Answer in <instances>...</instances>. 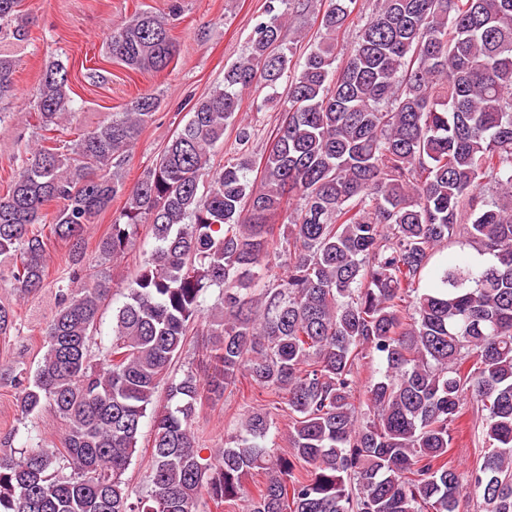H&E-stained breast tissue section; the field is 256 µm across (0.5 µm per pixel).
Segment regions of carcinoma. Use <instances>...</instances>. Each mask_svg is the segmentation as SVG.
<instances>
[{"label": "carcinoma", "instance_id": "cac0c4a2", "mask_svg": "<svg viewBox=\"0 0 512 512\" xmlns=\"http://www.w3.org/2000/svg\"><path fill=\"white\" fill-rule=\"evenodd\" d=\"M224 84L130 187L121 158L160 99L141 94L70 144L49 132L74 116L68 71L45 65L28 96L36 139L19 135L0 194V271L25 299L48 286L52 248L73 259L55 279L58 309L36 369L16 361L0 381L21 415L50 407L60 445L18 451L0 438V512H512V0H330L303 62L283 29L314 0H275ZM21 0H0V38L24 43ZM356 41L336 66V35ZM109 58L158 72L176 53L169 19L143 10L106 40ZM18 61L0 52V100ZM286 82L284 119L260 183L244 156L255 130L237 120L240 93ZM243 157L219 169L228 127ZM126 197L98 257H123L142 224L155 239L126 301L98 339L112 279L82 261L96 218ZM297 200L288 224L274 223ZM60 203L41 228L44 207ZM284 243L285 270L270 245ZM492 257L477 267L465 247ZM219 290L200 319L209 291ZM20 330L0 302V335ZM199 367L176 364L190 348ZM377 371L356 397L363 360ZM245 379L273 396L247 410L216 456L194 419ZM482 411L481 466H448L465 399ZM291 453L270 456L277 418ZM153 422L150 491L125 478L144 419ZM268 480L252 496L244 479Z\"/></svg>", "mask_w": 512, "mask_h": 512}]
</instances>
